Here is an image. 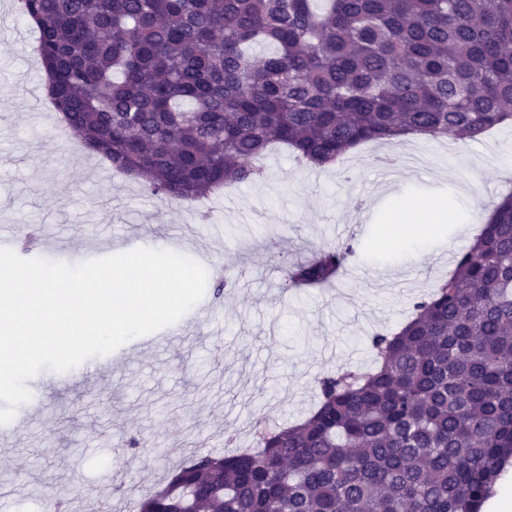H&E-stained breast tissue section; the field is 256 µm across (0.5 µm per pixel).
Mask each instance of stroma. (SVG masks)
I'll return each instance as SVG.
<instances>
[{"mask_svg":"<svg viewBox=\"0 0 512 512\" xmlns=\"http://www.w3.org/2000/svg\"><path fill=\"white\" fill-rule=\"evenodd\" d=\"M12 3L0 0V225L35 230L31 257L69 265L110 256L113 238L136 249L180 235L207 271L200 305L212 318L199 323L187 312L188 331L164 348L130 341L100 368L27 380L41 405L0 446V512H54L71 486L65 512L104 498L112 512H129L194 450L220 452L229 440L251 447L268 410L281 425L303 420L321 378L372 369L373 336L407 320L453 271L447 253L470 245L467 225L512 191L501 172L512 156L509 125L450 147L415 141L421 164L401 159L388 175L374 165L380 143L330 169L302 168L276 151L262 162L264 181L211 200L198 221L193 205L145 193L59 129L31 55L34 28L13 22ZM458 157L464 171L445 176ZM441 200L458 222L424 223L394 240L404 205ZM346 245L353 251L333 286L285 288V266ZM223 279L229 285L215 295L211 285ZM133 434L143 448H127Z\"/></svg>","mask_w":512,"mask_h":512,"instance_id":"stroma-1","label":"stroma"}]
</instances>
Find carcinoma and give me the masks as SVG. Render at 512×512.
<instances>
[{"mask_svg": "<svg viewBox=\"0 0 512 512\" xmlns=\"http://www.w3.org/2000/svg\"><path fill=\"white\" fill-rule=\"evenodd\" d=\"M26 2L65 128L179 202L261 179L275 147L319 168L512 123V0ZM348 253L289 280L329 284ZM372 346L375 369L321 379L302 423L195 452L136 512H482L512 464V193Z\"/></svg>", "mask_w": 512, "mask_h": 512, "instance_id": "obj_1", "label": "carcinoma"}]
</instances>
